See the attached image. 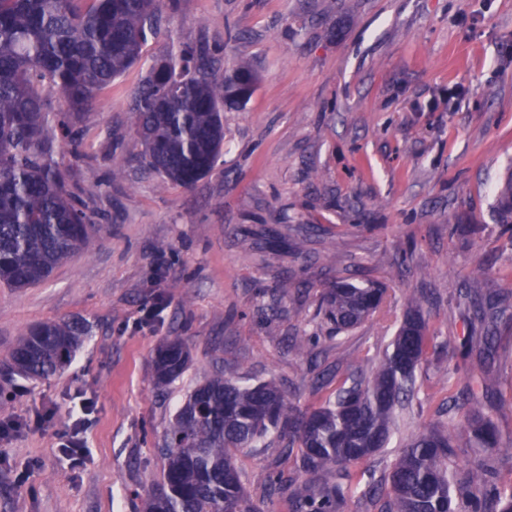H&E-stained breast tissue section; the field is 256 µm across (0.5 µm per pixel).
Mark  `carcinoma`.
Here are the masks:
<instances>
[{
    "label": "carcinoma",
    "mask_w": 512,
    "mask_h": 512,
    "mask_svg": "<svg viewBox=\"0 0 512 512\" xmlns=\"http://www.w3.org/2000/svg\"><path fill=\"white\" fill-rule=\"evenodd\" d=\"M159 0H0V283L29 288L95 240L80 196L54 161L56 144L75 151L78 125L99 92L135 65L154 31ZM211 61L190 45L168 51L150 68L130 112L149 166L189 188L210 174L224 148V106L245 105L258 76L239 65L217 80ZM64 108L50 112L46 98ZM497 206L512 223V175ZM386 288L338 280L325 315L346 333L379 312ZM428 325L415 305L370 374L357 369L314 409H298L272 382L239 386L215 373L187 395L170 420L161 451L163 484L145 512H270L246 495L233 451L257 448L277 433L297 447L309 478L288 495L289 512H343L355 491L385 500L384 512H512V490L495 481L491 460L499 431L480 397L467 392L457 426L485 454L475 469L451 464V435L426 429L412 438L380 479L352 471L386 447L397 409L418 394L416 372ZM72 321L41 322L20 334L11 352L16 375L47 380L64 370L83 341ZM190 352L178 337L152 360L165 386L186 370ZM334 480L319 485L316 476Z\"/></svg>",
    "instance_id": "cac0c4a2"
}]
</instances>
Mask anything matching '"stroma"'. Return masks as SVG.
Returning <instances> with one entry per match:
<instances>
[{"label": "stroma", "mask_w": 512, "mask_h": 512, "mask_svg": "<svg viewBox=\"0 0 512 512\" xmlns=\"http://www.w3.org/2000/svg\"><path fill=\"white\" fill-rule=\"evenodd\" d=\"M183 43L218 53L215 77L239 65L259 77L245 106L225 109L224 154L190 188L147 166L129 110L152 61ZM80 132L81 155L62 161L98 239L40 285L0 288V421L25 425L0 441V512H141L169 421L208 374L271 381L316 407L328 394L317 374L338 384L371 370L422 294L434 344L469 353L445 377L422 363L419 404L370 463L387 469L426 428L450 432L459 460L480 459L453 399L493 375L494 477L512 487V328L486 346L463 294L498 289L512 314V223L495 210L512 172V0H162L140 63ZM339 278L388 287L380 312L342 335L319 312ZM158 298L159 323L136 328ZM72 319L88 334L63 372L13 374L22 331ZM171 336L192 362L161 388L151 361ZM80 392L95 410L76 465L56 435ZM236 464L260 506L270 476L301 474L284 437Z\"/></svg>", "instance_id": "35a3bbf8"}]
</instances>
